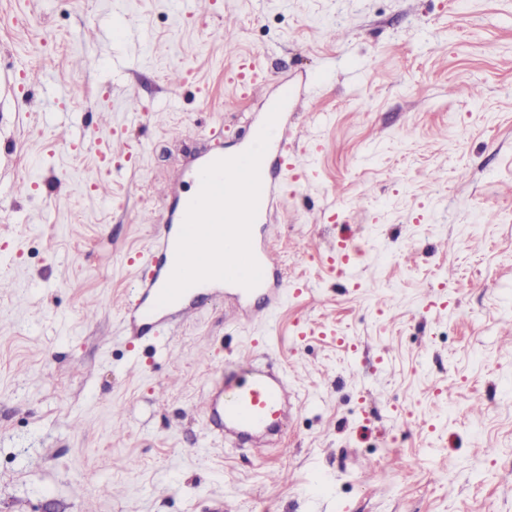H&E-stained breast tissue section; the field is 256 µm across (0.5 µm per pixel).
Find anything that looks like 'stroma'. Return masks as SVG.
Wrapping results in <instances>:
<instances>
[{
  "label": "stroma",
  "instance_id": "35a3bbf8",
  "mask_svg": "<svg viewBox=\"0 0 512 512\" xmlns=\"http://www.w3.org/2000/svg\"><path fill=\"white\" fill-rule=\"evenodd\" d=\"M252 53L267 90L299 86L279 246L305 291L237 320L203 299L132 341L140 213L247 141ZM7 73L0 512H512V0H0ZM113 131L136 153L105 166ZM244 353L302 403L280 444L220 443L193 412Z\"/></svg>",
  "mask_w": 512,
  "mask_h": 512
}]
</instances>
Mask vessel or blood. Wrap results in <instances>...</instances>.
<instances>
[{
    "instance_id": "obj_1",
    "label": "vessel or blood",
    "mask_w": 512,
    "mask_h": 512,
    "mask_svg": "<svg viewBox=\"0 0 512 512\" xmlns=\"http://www.w3.org/2000/svg\"><path fill=\"white\" fill-rule=\"evenodd\" d=\"M298 91L293 83L280 82L276 93L263 94L264 110H272L276 102H283L274 126L268 149L260 164L262 190L256 219L251 230L253 254L262 269V280L255 290L237 284L228 289L235 299L232 314H239V301L260 293L267 299L268 307H276L288 288L286 282H273L278 270L275 256L277 236L271 224L280 223L274 206L281 194V181L291 166L288 157V140L295 131L288 124V112L297 102ZM183 181L187 191L181 192L174 205L164 206L152 233V242L143 254L145 269L134 278L124 306V316L135 336L156 328L162 316H181L186 312L183 300L158 305L157 299L170 278L176 260L177 239L188 206L200 190V170H188ZM297 408V401L288 390L285 378L277 373L254 366L252 360L242 358L225 365L214 384L208 388L201 403V412L213 437L237 442L251 441L277 434L285 419Z\"/></svg>"
}]
</instances>
